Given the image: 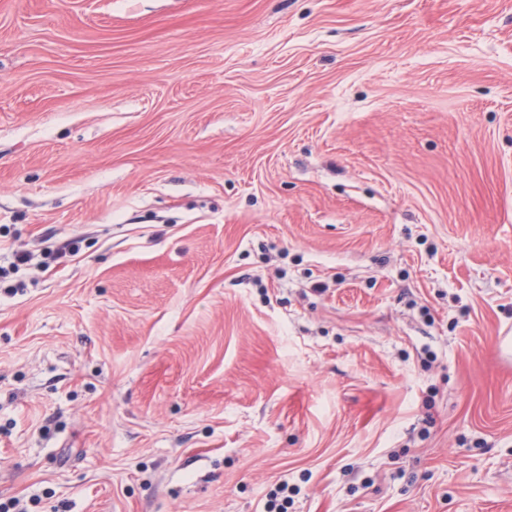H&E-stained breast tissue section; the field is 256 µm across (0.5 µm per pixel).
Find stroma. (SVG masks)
<instances>
[{"label": "stroma", "instance_id": "obj_1", "mask_svg": "<svg viewBox=\"0 0 512 512\" xmlns=\"http://www.w3.org/2000/svg\"><path fill=\"white\" fill-rule=\"evenodd\" d=\"M19 250L0 503L512 512V0H0Z\"/></svg>", "mask_w": 512, "mask_h": 512}]
</instances>
